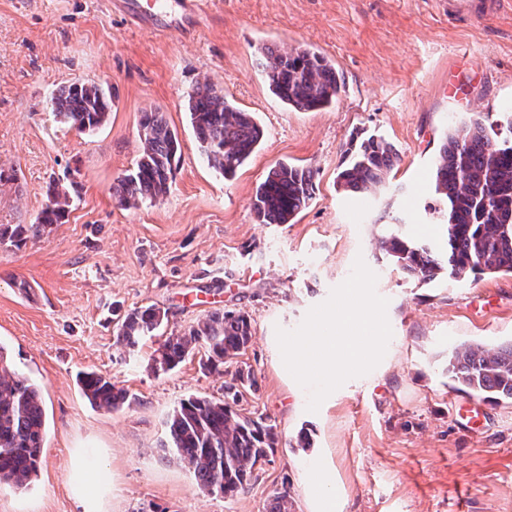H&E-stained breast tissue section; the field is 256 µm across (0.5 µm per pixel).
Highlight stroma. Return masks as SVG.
<instances>
[{
    "instance_id": "stroma-1",
    "label": "stroma",
    "mask_w": 512,
    "mask_h": 512,
    "mask_svg": "<svg viewBox=\"0 0 512 512\" xmlns=\"http://www.w3.org/2000/svg\"><path fill=\"white\" fill-rule=\"evenodd\" d=\"M111 0H0V224H31L50 180L69 188L65 218L16 248L0 243V345L40 384L46 432L32 484H0V512H83L69 480L78 449L105 471L101 512H265L288 488L291 512H310L308 449L336 472V512H512V401L465 398L448 356L512 340V275L430 282L379 250L392 231L446 249L426 212L430 174L451 122L512 117V0L475 19L450 0H208L194 40L123 22ZM306 46L341 77L339 102L299 112L270 93L258 49ZM466 99L448 91L461 67ZM78 80L111 85L107 121L89 134L58 122L52 93ZM208 82L255 113L261 144L232 180L200 157L187 94ZM164 112L181 158L166 195L124 208L112 198L139 154L145 112ZM379 134L400 163L380 191L349 196L336 177L355 135ZM281 162L311 167L314 192L291 223H258L257 185ZM377 307L383 338L369 372L320 394L316 376L287 377L270 337L295 340L357 292ZM153 305L177 333L214 309L248 316L252 341L221 371L198 357L153 372L158 338L113 344L126 311ZM258 389L247 407L278 444L248 487L201 492L164 458L165 421L191 396L218 400L237 367ZM94 371L133 395L119 411L93 408L77 375ZM469 401L483 428L455 414ZM308 433L309 448L298 447Z\"/></svg>"
}]
</instances>
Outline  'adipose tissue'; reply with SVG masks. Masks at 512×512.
Instances as JSON below:
<instances>
[{
  "label": "adipose tissue",
  "mask_w": 512,
  "mask_h": 512,
  "mask_svg": "<svg viewBox=\"0 0 512 512\" xmlns=\"http://www.w3.org/2000/svg\"><path fill=\"white\" fill-rule=\"evenodd\" d=\"M375 313V306L361 298L346 305L340 314L322 315L298 344L277 337L273 343L276 360L284 372L300 377L317 374L323 393H333L348 374L360 373L375 360ZM72 487L84 512H97L99 495L111 491L104 476L95 474L83 457L73 462Z\"/></svg>",
  "instance_id": "obj_1"
}]
</instances>
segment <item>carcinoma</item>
<instances>
[{
  "instance_id": "obj_1",
  "label": "carcinoma",
  "mask_w": 512,
  "mask_h": 512,
  "mask_svg": "<svg viewBox=\"0 0 512 512\" xmlns=\"http://www.w3.org/2000/svg\"><path fill=\"white\" fill-rule=\"evenodd\" d=\"M262 70L271 94L297 111H317L339 99L335 67L308 48L266 47ZM111 105V93L95 81L74 82L51 99L59 121L79 133L98 128ZM187 110L207 164L226 179L234 177L264 136L254 113L242 110L207 82L188 95ZM140 141L134 170L113 187L112 196L123 207L165 195L173 162L181 152L176 129L157 110L144 114ZM347 154L351 161L338 173L337 185L354 195L388 184L400 161L393 146L373 134L360 142L352 139ZM314 176L310 167L279 163L271 168L252 200L257 221L290 223L311 200ZM431 186L435 204L430 210L446 226V262L427 243L400 233L382 237L380 250L423 282L445 268L462 280L471 274H512V119L498 132L480 115L448 127L431 171ZM49 202L35 224L0 225V242L19 248L58 223L69 206L67 193L52 184ZM164 318L153 305L132 310L113 330L115 346L135 348L155 335ZM251 338L246 315L215 310L184 332L166 337L154 350L151 368L173 370L203 346L207 358L201 368L216 370L244 354ZM448 374L465 393L512 400V342L458 347L448 360ZM78 382L88 402L99 409L115 411L130 399L127 390L94 371L81 373ZM256 386L254 373L240 369L225 383L224 400L190 397L168 418L162 451L189 468L200 490L237 495L275 448L274 427L242 405L244 395ZM44 435L42 386L14 370L0 346L1 483L30 485L38 473ZM288 504L284 487L273 492L266 512H289Z\"/></svg>"
}]
</instances>
